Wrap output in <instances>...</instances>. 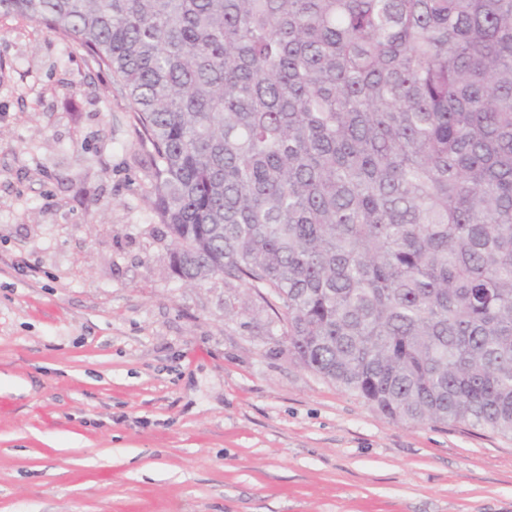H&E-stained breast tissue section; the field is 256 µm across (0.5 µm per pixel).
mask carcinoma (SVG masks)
I'll list each match as a JSON object with an SVG mask.
<instances>
[{
  "instance_id": "obj_1",
  "label": "carcinoma",
  "mask_w": 512,
  "mask_h": 512,
  "mask_svg": "<svg viewBox=\"0 0 512 512\" xmlns=\"http://www.w3.org/2000/svg\"><path fill=\"white\" fill-rule=\"evenodd\" d=\"M104 67L172 271L385 417L512 436V0H0Z\"/></svg>"
}]
</instances>
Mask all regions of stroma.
Returning <instances> with one entry per match:
<instances>
[{"label":"stroma","instance_id":"obj_1","mask_svg":"<svg viewBox=\"0 0 512 512\" xmlns=\"http://www.w3.org/2000/svg\"><path fill=\"white\" fill-rule=\"evenodd\" d=\"M123 90L0 20V512H512V438L397 423L188 288Z\"/></svg>","mask_w":512,"mask_h":512}]
</instances>
